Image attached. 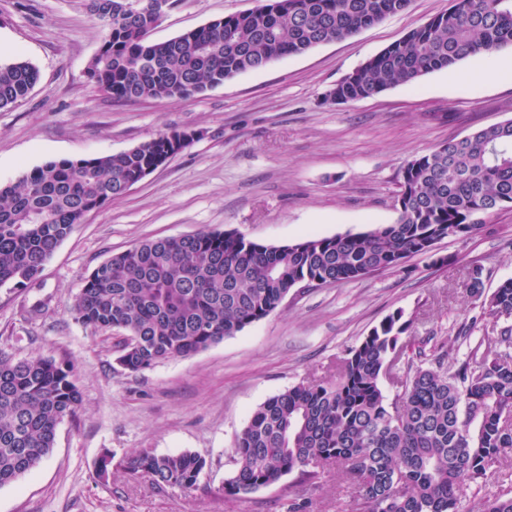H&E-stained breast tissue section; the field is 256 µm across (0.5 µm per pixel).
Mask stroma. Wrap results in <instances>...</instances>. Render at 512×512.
Returning <instances> with one entry per match:
<instances>
[{
	"label": "stroma",
	"instance_id": "stroma-1",
	"mask_svg": "<svg viewBox=\"0 0 512 512\" xmlns=\"http://www.w3.org/2000/svg\"><path fill=\"white\" fill-rule=\"evenodd\" d=\"M259 4L178 0L149 38L165 41ZM450 6L412 0L350 37L202 93L123 102L86 76L105 31L84 0H0V60L27 61L39 72L25 100L0 110L1 185L49 161L120 153L171 129L197 134L125 196L89 213L34 280L0 288V353L70 363L82 393L50 457L0 488V512H286L292 487L311 500V512H353L352 481L341 469L313 484L290 474L247 496H225L237 435L268 398L303 381L334 380L337 359L394 313L418 338L452 337L475 317L491 327L462 282L476 265L486 291L512 278V206L471 238L438 242L446 266L421 255L356 281L293 288L234 336L137 373L116 362L122 332L84 325L69 307L97 265L144 239L208 227L282 245L394 223L408 161L512 120V82L492 72L512 47L368 98L337 104L328 94ZM144 450L202 456L196 489L127 473L123 460ZM107 452L114 465L103 479L97 463Z\"/></svg>",
	"mask_w": 512,
	"mask_h": 512
}]
</instances>
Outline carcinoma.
Instances as JSON below:
<instances>
[{"mask_svg":"<svg viewBox=\"0 0 512 512\" xmlns=\"http://www.w3.org/2000/svg\"><path fill=\"white\" fill-rule=\"evenodd\" d=\"M133 0H87L106 31L88 80L116 100L188 97L287 56L349 37L405 11L411 0H265L166 41ZM512 46V0H453L336 83L338 102L371 97L461 61ZM38 79L27 62L0 64V109ZM170 130L117 154L49 161L0 185V287L34 278L87 213L124 196L167 153ZM512 205V121L436 146L402 170L398 217L364 233L265 245L232 231L147 239L85 279L70 308L101 330L125 332L117 357L140 372L205 350L274 312L301 280L345 283L403 268L449 237L468 238ZM493 326L459 356L476 323L448 343L422 344L402 314L387 317L341 361L336 380L293 386L263 402L240 432L224 494L240 497L295 472L325 467L357 481V512H512L487 491V470L512 453V279L484 293L482 268L466 284ZM400 393L387 402L381 379ZM82 401L72 367L42 355L0 357V488L50 456L58 425ZM205 460L142 451L125 462L157 486L193 489ZM474 486L470 499L464 487Z\"/></svg>","mask_w":512,"mask_h":512,"instance_id":"1","label":"carcinoma"}]
</instances>
